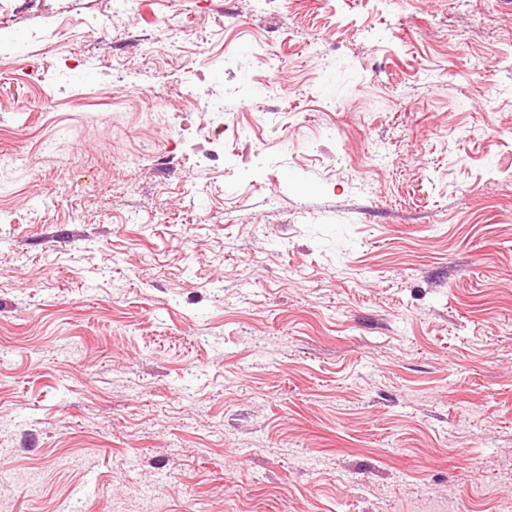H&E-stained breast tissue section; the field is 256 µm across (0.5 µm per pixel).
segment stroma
<instances>
[{
  "label": "stroma",
  "instance_id": "35a3bbf8",
  "mask_svg": "<svg viewBox=\"0 0 512 512\" xmlns=\"http://www.w3.org/2000/svg\"><path fill=\"white\" fill-rule=\"evenodd\" d=\"M0 16V512H498L505 0Z\"/></svg>",
  "mask_w": 512,
  "mask_h": 512
}]
</instances>
